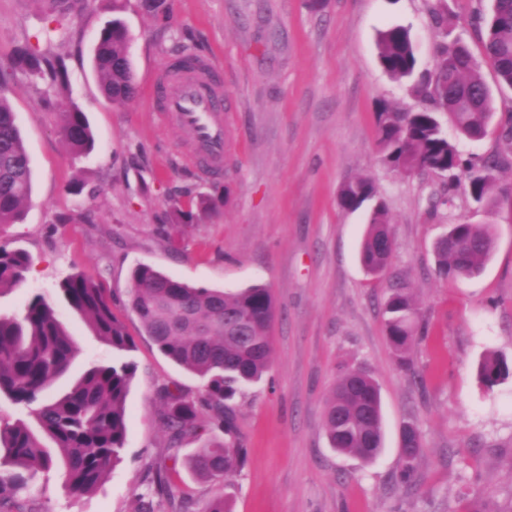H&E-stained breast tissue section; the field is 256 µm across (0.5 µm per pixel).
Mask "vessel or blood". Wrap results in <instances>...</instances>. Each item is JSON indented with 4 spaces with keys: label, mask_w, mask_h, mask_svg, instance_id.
<instances>
[{
    "label": "vessel or blood",
    "mask_w": 512,
    "mask_h": 512,
    "mask_svg": "<svg viewBox=\"0 0 512 512\" xmlns=\"http://www.w3.org/2000/svg\"><path fill=\"white\" fill-rule=\"evenodd\" d=\"M171 81L174 89L161 108L164 118L192 131L195 155L219 162L224 156V99L214 83L210 62H184Z\"/></svg>",
    "instance_id": "obj_1"
}]
</instances>
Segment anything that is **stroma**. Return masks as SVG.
<instances>
[{
	"instance_id": "35a3bbf8",
	"label": "stroma",
	"mask_w": 512,
	"mask_h": 512,
	"mask_svg": "<svg viewBox=\"0 0 512 512\" xmlns=\"http://www.w3.org/2000/svg\"><path fill=\"white\" fill-rule=\"evenodd\" d=\"M475 0H170L167 18L145 16L138 0H92L65 26L46 18L42 0H0V62L31 46L62 57L68 84L33 83L23 74L0 88L17 114L33 173L22 218L0 238L31 258L24 282L0 293V314H15L34 294L52 299L78 343L70 373L112 359V348L57 296L67 275L97 277L113 311L136 341L137 372L128 396L121 459L91 493L68 496L60 475L31 490L36 512H138L149 465L175 461L172 503L192 494L202 512L217 494L234 512H512V373L494 386L480 378L486 357L512 369V202L492 212L464 187L448 190L434 173L405 174L377 152V113L388 104L420 106L406 82L381 67L380 30H410L419 70L432 67L442 37L432 8L448 15L494 89L495 121L512 115V88L498 87L471 23ZM121 19L137 97L105 99L91 66L100 30ZM215 69L226 106V167L207 176L190 161L189 131L157 110L156 81L178 51ZM71 101L95 132L94 150L73 156L43 99ZM371 178L374 199L354 212L338 205L340 186ZM223 192L219 214L183 227L178 245L164 228L186 192ZM384 203L395 248L384 274L363 269L359 243L376 203ZM90 213L88 222L74 220ZM489 228L494 250L471 278L440 276L436 240L449 224ZM148 264L192 286L235 291L270 288L276 306L272 364L236 403L245 466L223 483L197 481L189 439L167 450L159 416L163 388L203 392L202 380L163 356L128 309L133 269ZM406 286L421 333L401 365L381 305ZM362 367L378 382L383 452L372 463L336 454L324 406L344 369ZM416 424L423 450L413 483L397 482L401 430Z\"/></svg>"
}]
</instances>
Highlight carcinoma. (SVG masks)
<instances>
[{
    "instance_id": "cac0c4a2",
    "label": "carcinoma",
    "mask_w": 512,
    "mask_h": 512,
    "mask_svg": "<svg viewBox=\"0 0 512 512\" xmlns=\"http://www.w3.org/2000/svg\"><path fill=\"white\" fill-rule=\"evenodd\" d=\"M49 16L62 23L91 0H44ZM432 20L443 39L435 52L432 69L417 70L410 31L405 26L378 35V57L384 71L397 81H410L421 103L416 112H402L384 105L377 113V143L382 161L389 167L413 173L432 170L451 183L464 182L472 199L493 206L489 196L498 173L512 169V115L497 130L499 150L472 161L462 157L448 139L441 115L463 137L486 135L493 116L492 91L479 74V64L459 40H448V18L437 8ZM472 23L481 34L483 54L493 66L498 84L512 88V0H492L489 13L477 7ZM130 37L124 22L115 18L97 38L92 65L103 96L123 105L137 95V82L129 52ZM20 72L30 80L61 84L67 69L30 47L18 48L8 68L0 67V83ZM59 130L76 155L94 146V135L85 112L76 105H60ZM32 190L30 159L16 113L0 96V228L20 218ZM376 187L366 177L344 182L338 204L354 211L374 197ZM222 204L217 188L191 197L186 209L176 212L173 231L216 213ZM494 247L491 233L476 224L457 222L434 245L438 273L469 278L478 274ZM394 241L387 211L375 208L365 231L360 259L367 273L378 275L389 265ZM30 256L22 249L0 242V292L23 283ZM129 309L159 352L204 381V396L197 399L182 391L161 395L162 424L169 445L215 428L231 437H208L189 455L187 465L198 478L221 482L245 463L246 449L232 438L236 434L231 402L244 390L263 380L272 359L270 328L276 307L269 288L255 285L237 291L194 287L178 282L148 265L132 272ZM67 304L79 312L92 332L112 346V362L91 361L65 391L47 395L56 379L64 376L77 353V342L60 319L51 301L33 295L22 311L0 315V396L24 410L25 418L9 427L0 426V512H34L27 494L38 480L52 471L61 473L64 487L74 496L92 492L120 460L128 431L127 398L137 366L129 357L134 338L112 310L101 281L86 273H74L58 285ZM386 334L401 360L416 339L418 310L406 287L393 289L382 309ZM483 381L492 386L508 375V367L496 358L480 368ZM324 427L329 445L339 454L365 462L377 459L383 445V417L378 384L362 370H347L339 377L324 407ZM403 460L396 479L415 480L422 436L414 425L402 431ZM176 470L164 464L149 466L145 481L149 493L140 497L139 512H157L154 498H163Z\"/></svg>"
}]
</instances>
